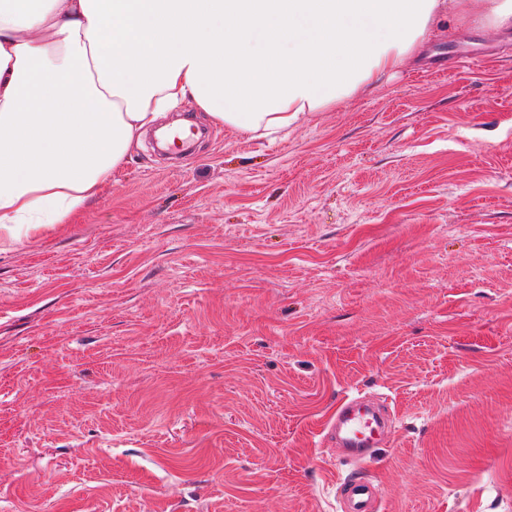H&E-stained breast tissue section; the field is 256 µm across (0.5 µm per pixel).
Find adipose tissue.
<instances>
[{
    "label": "adipose tissue",
    "mask_w": 512,
    "mask_h": 512,
    "mask_svg": "<svg viewBox=\"0 0 512 512\" xmlns=\"http://www.w3.org/2000/svg\"><path fill=\"white\" fill-rule=\"evenodd\" d=\"M512 0H0V239L77 214L185 99L251 137L369 91Z\"/></svg>",
    "instance_id": "adipose-tissue-1"
}]
</instances>
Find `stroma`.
Listing matches in <instances>:
<instances>
[{
	"mask_svg": "<svg viewBox=\"0 0 512 512\" xmlns=\"http://www.w3.org/2000/svg\"><path fill=\"white\" fill-rule=\"evenodd\" d=\"M432 55L275 139L149 137L73 224L0 243V512H512V44ZM383 402L363 465L322 439ZM391 423L377 403L347 396L327 421L323 438L336 445L345 460L360 465L391 435ZM341 512H378L380 490L370 478L344 479L336 487Z\"/></svg>",
	"mask_w": 512,
	"mask_h": 512,
	"instance_id": "stroma-1",
	"label": "stroma"
}]
</instances>
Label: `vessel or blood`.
<instances>
[{"label": "vessel or blood", "instance_id": "vessel-or-blood-1", "mask_svg": "<svg viewBox=\"0 0 512 512\" xmlns=\"http://www.w3.org/2000/svg\"><path fill=\"white\" fill-rule=\"evenodd\" d=\"M392 433L385 409L362 397H345L329 418L324 437L341 452L343 458L363 464L375 448ZM336 495L340 512H379L380 490L370 478L356 477L338 483Z\"/></svg>", "mask_w": 512, "mask_h": 512}]
</instances>
